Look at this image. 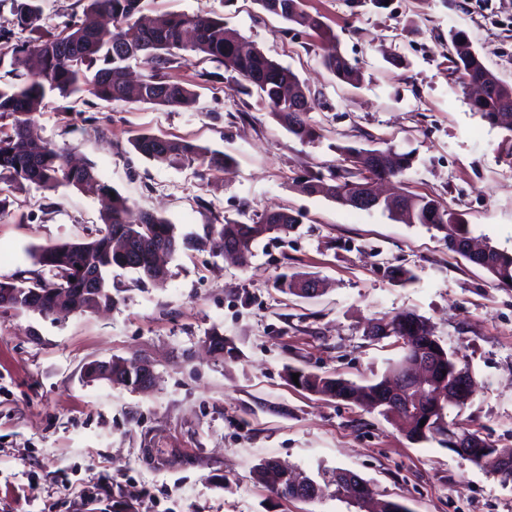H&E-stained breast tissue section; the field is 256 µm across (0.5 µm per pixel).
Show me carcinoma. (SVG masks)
Listing matches in <instances>:
<instances>
[{
	"label": "carcinoma",
	"mask_w": 512,
	"mask_h": 512,
	"mask_svg": "<svg viewBox=\"0 0 512 512\" xmlns=\"http://www.w3.org/2000/svg\"><path fill=\"white\" fill-rule=\"evenodd\" d=\"M82 15L74 17L60 30H47L39 36L12 42L14 28L25 29V17L39 11L38 0H12L11 26L0 25V67L5 57L11 56L10 65H16L18 56L31 60V68L25 76H14V71L4 72L12 79L0 84V120L10 121V127L0 130V180L7 179V189L23 191L30 187L46 191L72 187L79 192L106 201L100 214L103 224L95 235L80 241L63 240L40 246L31 252L36 269L29 271L39 278L43 292L39 314L50 316L54 309L66 300L80 303V313L92 311L100 305L112 304L108 277L114 268H127L151 281L158 280L150 273L148 265L132 266L130 258L118 253L113 242L130 240L136 247L143 242H162L168 252L175 253L188 239L178 235L176 226L154 211L134 207L129 199L114 192V188L100 178L92 166L76 167L70 164L64 150L50 144L35 151L31 148L27 131L34 116L46 105L52 95L73 98L83 102L91 96L100 101H131L172 108H188L197 99L190 86L172 79L170 71L179 61L191 57L210 60L224 66L238 77V86L244 94L255 93L267 104L272 114L294 136L304 140L314 135V129L305 117L293 112L295 102L304 103L310 111L306 89L288 67L271 60L257 48L246 52L239 50L241 36L228 28L221 18L208 14L164 12L156 15L151 23L143 24L135 18L143 0H81ZM265 12L295 23L321 35L327 33L319 16L303 8V0H256ZM109 19V24L99 18ZM192 34V40L185 37ZM451 49L449 61L461 74L462 83L481 82L493 85L482 98L471 102L472 109L492 125H499L512 132V117L504 110L512 107V86L495 85L499 78L485 65L480 53L469 44L462 31L449 33ZM142 61L147 69L139 83L125 80L128 63ZM324 67L338 80L353 83L357 75L353 66L342 55H331L323 60ZM140 155L159 163L183 167H219L228 164L222 152L211 151L191 140H173L152 133H141L131 141ZM351 169L343 175L342 184H333L346 195L361 184L365 172H374L368 164L365 148L346 146L340 148ZM386 171L392 178L403 179L413 165L410 152H398L386 147ZM309 194L336 193L326 186L324 176L317 174L304 183ZM408 210L405 220L410 224H422L444 233L445 240L465 243L470 240L469 225L457 215L429 196L407 194ZM298 219L287 211L274 217L267 213L247 224L225 220L223 224H209L203 243L212 249L224 246L232 240L241 245L243 261L252 256L253 244L270 231L286 233L294 228ZM480 267L486 269L500 284L512 281V253L491 248ZM96 279L100 291L97 300L89 302L71 288H84L86 281ZM405 320L408 327L400 336L404 342L405 358L415 357L420 348L429 343L442 356L446 373L453 374L460 363L456 354L446 349L435 337L427 322L419 316L403 313L390 318V322ZM305 391L329 395L343 401H352L371 413H388L379 401V389L388 381L383 377L371 384L358 385L333 375L299 371ZM447 406L442 392L432 382H427L424 401L416 407L417 415L405 417L396 414V422L406 432L408 439L421 442L436 436H446L467 428L456 423L443 425L444 408ZM427 420V427L420 421ZM263 482L270 490L283 495L288 489V474L261 462L258 467ZM330 481L336 486V494L355 499L354 489L347 474L341 470L330 473Z\"/></svg>",
	"instance_id": "cac0c4a2"
}]
</instances>
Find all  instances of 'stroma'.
Masks as SVG:
<instances>
[{
	"label": "stroma",
	"instance_id": "35a3bbf8",
	"mask_svg": "<svg viewBox=\"0 0 512 512\" xmlns=\"http://www.w3.org/2000/svg\"><path fill=\"white\" fill-rule=\"evenodd\" d=\"M361 76L337 82L322 66L329 42L264 13L255 0H146L142 13L223 17L289 67L309 90L316 135L299 140L224 67L183 63L171 75L199 94L190 108L49 98L37 142L90 164L136 207L199 237L208 224L288 210L300 222L269 234L239 265L195 244L163 282L113 271L110 308L44 317L0 310V512H365L333 489L311 501L276 496L256 469L266 459L323 482L334 469L367 481L410 512H512V484L451 451L409 440L391 418L294 386L301 369L364 384L404 351L368 324L411 312L455 351L478 382L446 421L512 448V288L449 251L441 232L308 194L303 183L342 162L340 147L409 152L404 186L438 200L473 235L512 252V133L472 111L448 60L449 34H467L486 66L512 85V0H306ZM209 71V79L198 76ZM149 132L233 159L224 170L170 166L136 153ZM0 217V280L32 270L31 249L94 235L101 203L72 188L13 193ZM408 269L405 283L393 268ZM307 273L326 290L281 293ZM224 355H210L212 335ZM136 357L154 387L87 380L94 361Z\"/></svg>",
	"mask_w": 512,
	"mask_h": 512
}]
</instances>
